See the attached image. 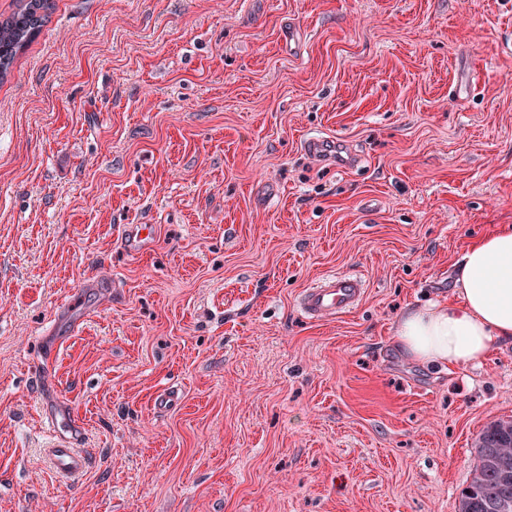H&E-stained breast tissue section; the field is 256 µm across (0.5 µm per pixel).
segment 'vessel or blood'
Listing matches in <instances>:
<instances>
[{
  "instance_id": "obj_1",
  "label": "vessel or blood",
  "mask_w": 512,
  "mask_h": 512,
  "mask_svg": "<svg viewBox=\"0 0 512 512\" xmlns=\"http://www.w3.org/2000/svg\"><path fill=\"white\" fill-rule=\"evenodd\" d=\"M156 235L151 224H131L125 230L128 245L147 247ZM365 282L361 277L346 274H331L307 288L298 303L309 317L320 320L336 316L352 309L361 299ZM45 426L57 439L50 451L54 472L63 478L83 477L92 466V458L79 446L82 429L72 417L47 418Z\"/></svg>"
}]
</instances>
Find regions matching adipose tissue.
<instances>
[{
    "label": "adipose tissue",
    "instance_id": "1",
    "mask_svg": "<svg viewBox=\"0 0 512 512\" xmlns=\"http://www.w3.org/2000/svg\"><path fill=\"white\" fill-rule=\"evenodd\" d=\"M395 342L411 359L464 369L512 341V225L473 241L456 264L451 299L404 312Z\"/></svg>",
    "mask_w": 512,
    "mask_h": 512
}]
</instances>
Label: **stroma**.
Segmentation results:
<instances>
[{"mask_svg":"<svg viewBox=\"0 0 512 512\" xmlns=\"http://www.w3.org/2000/svg\"><path fill=\"white\" fill-rule=\"evenodd\" d=\"M50 3L0 82V512H458L512 342L451 373L393 331L512 224V0ZM337 273L363 298L308 319ZM156 235L152 224H129L125 230L126 242L129 246L147 247ZM365 281L358 276L331 274L300 295L301 310L312 319L334 317L352 309L361 299ZM45 426L58 441L49 448L52 468L63 478L83 477L92 466V457L79 448L82 429L74 417H45Z\"/></svg>","mask_w":512,"mask_h":512,"instance_id":"35a3bbf8","label":"stroma"}]
</instances>
